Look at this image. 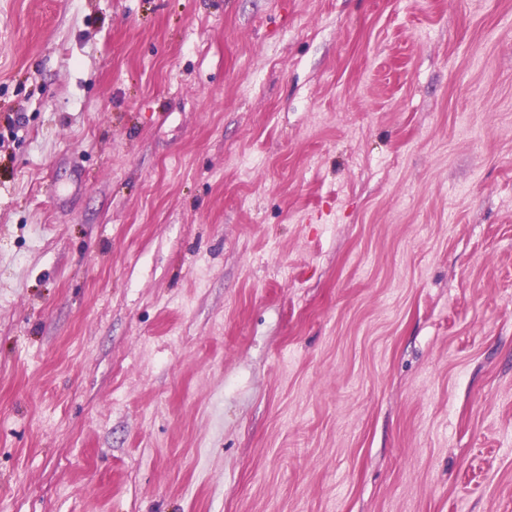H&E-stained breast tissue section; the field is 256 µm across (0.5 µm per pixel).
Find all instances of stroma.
Returning <instances> with one entry per match:
<instances>
[{"label":"stroma","mask_w":512,"mask_h":512,"mask_svg":"<svg viewBox=\"0 0 512 512\" xmlns=\"http://www.w3.org/2000/svg\"><path fill=\"white\" fill-rule=\"evenodd\" d=\"M0 512H512V0H0Z\"/></svg>","instance_id":"35a3bbf8"}]
</instances>
